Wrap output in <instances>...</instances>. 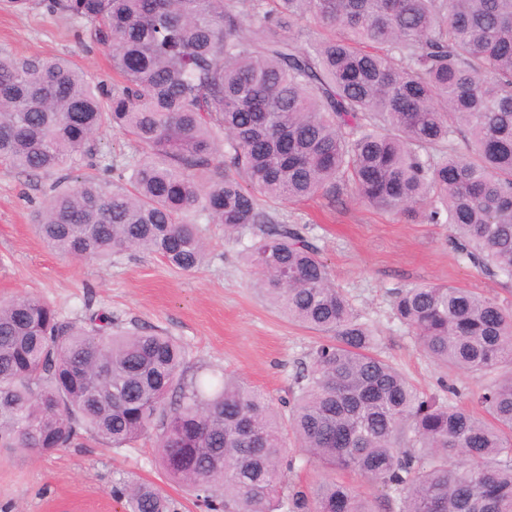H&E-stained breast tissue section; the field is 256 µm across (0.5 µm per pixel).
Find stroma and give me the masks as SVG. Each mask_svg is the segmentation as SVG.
<instances>
[{
    "instance_id": "obj_1",
    "label": "stroma",
    "mask_w": 512,
    "mask_h": 512,
    "mask_svg": "<svg viewBox=\"0 0 512 512\" xmlns=\"http://www.w3.org/2000/svg\"><path fill=\"white\" fill-rule=\"evenodd\" d=\"M85 28L80 19L38 7L18 13L0 0V51L70 59L94 80L111 83L106 59L79 42ZM54 183L51 175L34 180L0 166V299L34 295L65 320L84 316L85 301L93 300L119 326L163 331L201 371L242 377L287 409L297 376L324 337L289 322L261 297L241 245L225 241L222 225H205L209 258L195 272L172 270L138 252L107 264L64 258L44 246L33 223ZM275 210L283 222L308 227L337 288L373 328L382 356L421 391L444 397L453 387L463 401L484 385L483 376L439 368L392 313L395 291L426 282L512 303L511 292L454 248L447 225L379 212L350 191L332 205L283 202ZM132 479L160 487L177 512H206L192 493L166 479L148 437L118 450L89 439L84 447L48 455L0 447V512H125L112 488Z\"/></svg>"
}]
</instances>
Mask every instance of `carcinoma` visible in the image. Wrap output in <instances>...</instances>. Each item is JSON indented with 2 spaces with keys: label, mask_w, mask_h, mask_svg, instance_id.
Listing matches in <instances>:
<instances>
[{
  "label": "carcinoma",
  "mask_w": 512,
  "mask_h": 512,
  "mask_svg": "<svg viewBox=\"0 0 512 512\" xmlns=\"http://www.w3.org/2000/svg\"><path fill=\"white\" fill-rule=\"evenodd\" d=\"M83 19L112 85L65 59L0 52V165L29 178L96 166L110 128L140 148L112 182L62 177L37 210L44 244L179 271L202 224L242 242L262 296L327 336L289 416L239 378L190 371L158 331L92 309L61 319L0 300V447L51 454L85 437L154 441L166 478L208 512H512V306L454 285L397 291L394 316L452 373L489 378L475 410L428 395L376 353L320 249L271 205L351 189L446 224L512 285V0H8ZM322 31L301 41V21ZM302 459L322 474L287 481ZM376 488L369 498L344 480ZM127 512H175L156 485L113 487Z\"/></svg>",
  "instance_id": "cac0c4a2"
}]
</instances>
